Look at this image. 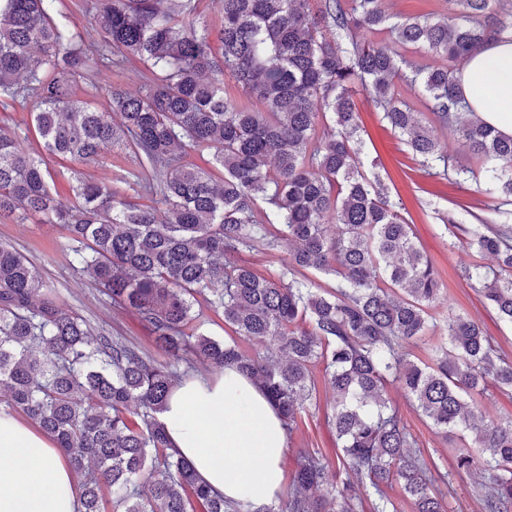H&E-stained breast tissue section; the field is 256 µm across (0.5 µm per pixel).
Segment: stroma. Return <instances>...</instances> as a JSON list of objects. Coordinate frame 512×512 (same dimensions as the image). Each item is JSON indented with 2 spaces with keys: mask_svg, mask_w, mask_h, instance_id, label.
<instances>
[{
  "mask_svg": "<svg viewBox=\"0 0 512 512\" xmlns=\"http://www.w3.org/2000/svg\"><path fill=\"white\" fill-rule=\"evenodd\" d=\"M144 75L145 67L138 59L112 55L104 60L97 73L80 83L77 95L87 97L96 85H113L135 94L144 87ZM357 102L361 110L365 153L383 164L392 200L398 203L401 215L410 223L418 247L441 273L444 293L442 303L434 310L436 318L445 320L452 311L467 314L482 323L491 342L512 355V325L490 314L481 294L458 275L462 267L477 261V254L466 241L450 237L442 221L443 216L449 214L458 223H471L473 215H486L488 198L471 179L448 187L435 182L406 145L386 130L379 113L366 97L358 96ZM0 239L12 243L32 261L66 309L83 316L94 331L121 337L150 356H157L151 332L135 310L113 304L89 276L75 267L74 243L60 225L44 223L38 217L24 224L4 219L0 221ZM387 394L404 414L426 460L447 473L448 512H481L476 487L490 482L491 472L480 470L469 474L456 471L455 449L449 441L418 415L399 386H389ZM329 412L328 397L323 394L317 408L303 415L298 429L287 439L288 451L283 460L285 473H293L303 451H315L327 459H335L338 448L335 431L328 419Z\"/></svg>",
  "mask_w": 512,
  "mask_h": 512,
  "instance_id": "stroma-1",
  "label": "stroma"
}]
</instances>
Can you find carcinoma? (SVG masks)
I'll use <instances>...</instances> for the list:
<instances>
[{
	"mask_svg": "<svg viewBox=\"0 0 512 512\" xmlns=\"http://www.w3.org/2000/svg\"><path fill=\"white\" fill-rule=\"evenodd\" d=\"M452 19L391 20L381 0H217L216 36L200 26L196 0H98L93 30L102 44L147 66L143 92L106 89L104 105L76 97L97 65L91 44L56 0H0V100L30 105L49 156L97 163L124 150L141 172L149 203L73 171L69 196L47 180L43 156L0 127V218L41 215L62 225L74 262L101 291L135 309L153 334L158 361L119 337L95 333L67 310L37 269L0 243V401L50 435L81 485L80 512H398L396 486L414 512H448L429 465L398 407L402 386L419 415L461 437L462 472H496L479 484L483 512H512V415L486 416L488 387L512 391V358L460 313L422 361L411 348L434 335L440 271L414 241L388 194L377 161L363 162L361 84L390 129L406 138L427 175L476 177L456 167L431 135L425 114L454 128L482 170L489 210L476 224L444 218L491 264L464 267L463 279L512 324V136L465 110L453 62L492 36H512L504 0H447ZM386 30L383 44L365 32ZM413 47L450 66L412 68ZM231 79L235 92L226 90ZM403 79L427 112L401 100ZM120 121H112L113 115ZM208 150L211 168L184 162ZM268 205L257 222L259 203ZM288 241L279 271L262 275L233 261L258 243ZM333 277L328 288L306 275ZM203 296L230 340L189 334ZM248 341L262 348L241 350ZM197 357L237 366L268 394L292 433L317 406L312 367L323 366L332 398L337 461L300 453L285 506L245 511L211 493L191 465L169 451L160 421L180 365ZM365 485L336 482L338 469Z\"/></svg>",
	"mask_w": 512,
	"mask_h": 512,
	"instance_id": "carcinoma-1",
	"label": "carcinoma"
}]
</instances>
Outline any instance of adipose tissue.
<instances>
[{
	"label": "adipose tissue",
	"instance_id": "adipose-tissue-1",
	"mask_svg": "<svg viewBox=\"0 0 512 512\" xmlns=\"http://www.w3.org/2000/svg\"><path fill=\"white\" fill-rule=\"evenodd\" d=\"M459 88L481 120L512 136V37L490 41L460 69ZM172 448L213 493L270 503L285 484L284 427L259 388L235 368L191 375L161 415ZM79 490L52 441L19 418L0 415V512H77Z\"/></svg>",
	"mask_w": 512,
	"mask_h": 512
}]
</instances>
